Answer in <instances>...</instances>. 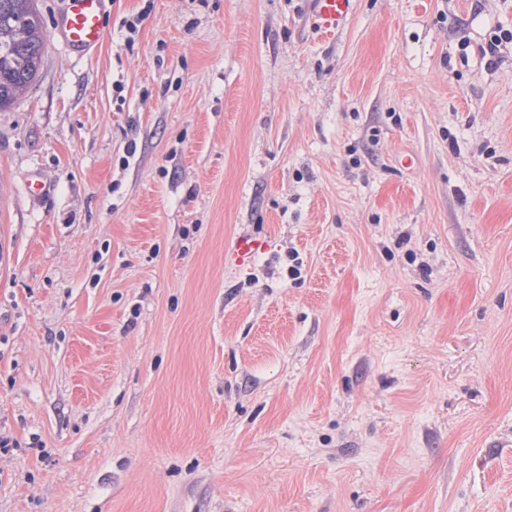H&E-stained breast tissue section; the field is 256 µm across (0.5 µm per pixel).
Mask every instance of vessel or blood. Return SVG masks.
<instances>
[{
  "label": "vessel or blood",
  "mask_w": 512,
  "mask_h": 512,
  "mask_svg": "<svg viewBox=\"0 0 512 512\" xmlns=\"http://www.w3.org/2000/svg\"><path fill=\"white\" fill-rule=\"evenodd\" d=\"M353 3L354 0H311L317 28L325 34L336 35L348 24ZM103 8V0H63L56 25L59 37L68 46L82 52L96 49L104 39ZM262 248L259 241L243 236L237 239L231 256L237 265L242 266Z\"/></svg>",
  "instance_id": "vessel-or-blood-1"
}]
</instances>
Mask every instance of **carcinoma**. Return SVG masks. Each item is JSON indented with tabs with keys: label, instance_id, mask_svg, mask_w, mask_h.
<instances>
[{
	"label": "carcinoma",
	"instance_id": "cac0c4a2",
	"mask_svg": "<svg viewBox=\"0 0 512 512\" xmlns=\"http://www.w3.org/2000/svg\"><path fill=\"white\" fill-rule=\"evenodd\" d=\"M45 40L35 0H0V111L12 106L34 82Z\"/></svg>",
	"mask_w": 512,
	"mask_h": 512
}]
</instances>
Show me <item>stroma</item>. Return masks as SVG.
Instances as JSON below:
<instances>
[{
	"label": "stroma",
	"mask_w": 512,
	"mask_h": 512,
	"mask_svg": "<svg viewBox=\"0 0 512 512\" xmlns=\"http://www.w3.org/2000/svg\"><path fill=\"white\" fill-rule=\"evenodd\" d=\"M37 7L0 512H512V0H355L333 37L308 0H107L86 56ZM262 248L263 245L259 241L242 236L235 242L231 250V257L237 265L242 266L249 263L255 253Z\"/></svg>",
	"instance_id": "35a3bbf8"
}]
</instances>
